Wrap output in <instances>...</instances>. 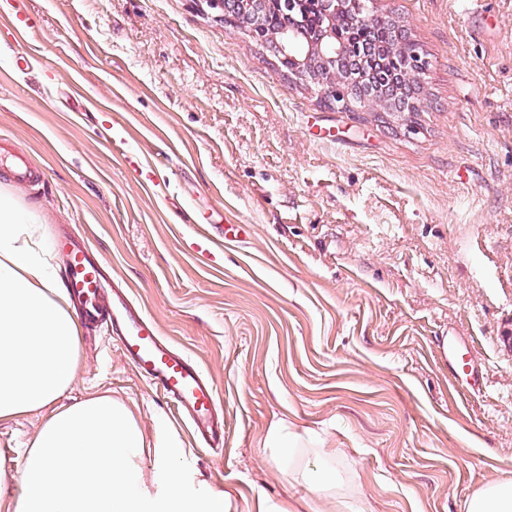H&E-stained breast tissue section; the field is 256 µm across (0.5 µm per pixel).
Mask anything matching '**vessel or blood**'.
Segmentation results:
<instances>
[{"instance_id":"vessel-or-blood-1","label":"vessel or blood","mask_w":512,"mask_h":512,"mask_svg":"<svg viewBox=\"0 0 512 512\" xmlns=\"http://www.w3.org/2000/svg\"><path fill=\"white\" fill-rule=\"evenodd\" d=\"M57 247L67 256L63 285L79 301L81 318L112 329L128 363L173 402L198 441L213 450L223 447L224 420L217 413V389L200 364L167 342L157 323L125 292L113 294L111 309L101 307L104 273L85 241L66 237Z\"/></svg>"}]
</instances>
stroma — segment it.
<instances>
[{
  "label": "stroma",
  "instance_id": "35a3bbf8",
  "mask_svg": "<svg viewBox=\"0 0 512 512\" xmlns=\"http://www.w3.org/2000/svg\"><path fill=\"white\" fill-rule=\"evenodd\" d=\"M0 22V192L47 239L97 251L214 381L224 449L201 446L103 329L68 395L158 420L195 486L308 512L265 446L290 423L342 449L370 512H465L512 479V0H370L427 66L411 115L336 112L196 0H10ZM29 58V68L14 67ZM252 227L227 249L193 217ZM463 339L483 373L455 378ZM40 414L0 422L18 490Z\"/></svg>",
  "mask_w": 512,
  "mask_h": 512
}]
</instances>
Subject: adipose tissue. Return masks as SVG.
I'll return each mask as SVG.
<instances>
[{
	"instance_id": "1",
	"label": "adipose tissue",
	"mask_w": 512,
	"mask_h": 512,
	"mask_svg": "<svg viewBox=\"0 0 512 512\" xmlns=\"http://www.w3.org/2000/svg\"><path fill=\"white\" fill-rule=\"evenodd\" d=\"M34 217L0 194V421L48 410L22 450L21 488L11 512H230L213 488H192L184 450L156 436L147 442L130 410L107 395L64 403L80 359V326L47 259ZM285 482L336 503V512H368L344 475L340 449L290 425L265 439ZM153 453L145 477L141 460Z\"/></svg>"
}]
</instances>
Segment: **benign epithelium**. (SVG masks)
<instances>
[{
	"label": "benign epithelium",
	"mask_w": 512,
	"mask_h": 512,
	"mask_svg": "<svg viewBox=\"0 0 512 512\" xmlns=\"http://www.w3.org/2000/svg\"><path fill=\"white\" fill-rule=\"evenodd\" d=\"M224 22L234 28L253 33L265 31L261 45L271 50L274 59L286 56L296 67L285 73L289 81L318 88L320 98L327 107L342 111L351 106L350 95L355 92L358 101L370 112H406L415 101L406 91H420V74L424 63L419 54L408 61L399 74V82L385 86H372L362 78V63L357 49L336 44L333 25L336 14L350 9L359 22L369 27L374 15L363 0H322L324 21L313 34L300 36L294 25L270 28L266 24V0H198Z\"/></svg>",
	"instance_id": "obj_1"
}]
</instances>
